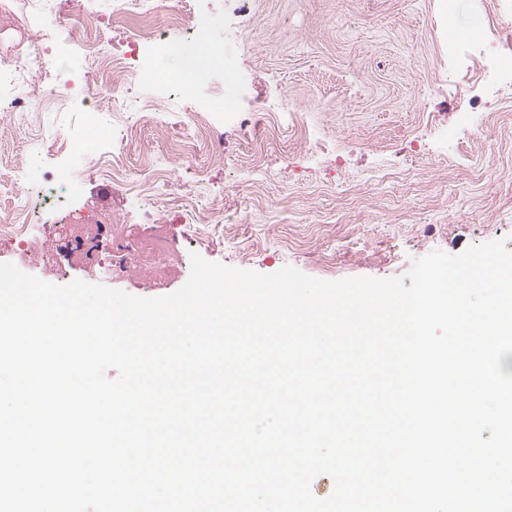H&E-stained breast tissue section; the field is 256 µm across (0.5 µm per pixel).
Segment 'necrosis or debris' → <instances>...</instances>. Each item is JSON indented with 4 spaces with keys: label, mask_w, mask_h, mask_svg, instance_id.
<instances>
[{
    "label": "necrosis or debris",
    "mask_w": 512,
    "mask_h": 512,
    "mask_svg": "<svg viewBox=\"0 0 512 512\" xmlns=\"http://www.w3.org/2000/svg\"><path fill=\"white\" fill-rule=\"evenodd\" d=\"M203 0H113V36L88 38L89 21L94 15L91 0H47L43 7L46 19H35L34 31L25 52L10 61L14 75L37 81L32 96L0 95V110L25 115L48 111L50 104L67 98L80 99L90 111L99 110L102 100H109L113 112L120 114L121 124L112 129V165L108 171L118 189L137 196L144 203L143 219L152 231L138 238L128 250L126 262L135 266L163 256L168 248L162 213L169 205L180 207L183 219L198 236L209 233L211 225L224 221V212L214 209L210 218H203L197 202L190 198L174 199L168 179L156 175L147 181L133 180L124 161L126 149L134 137L148 124L166 126L162 111L166 101L181 92L183 81L179 73L168 80H155L144 67V60L158 47L174 49L191 40L208 39L209 33L201 18ZM139 18L136 28H128L131 18ZM86 44L103 65L113 66L114 72L106 82H99L92 73H83L80 81L66 90L43 83L48 63L46 54L56 43ZM153 86L154 96L141 99L130 96L129 84ZM13 202L0 210V240L14 243L16 254L25 260L39 258L41 264L54 272L62 267L55 253L37 249L30 237V227L46 224L55 236L67 235L77 224H108L111 216L100 214L94 207L73 208L64 195L55 194L51 181L32 190L26 182L14 183Z\"/></svg>",
    "instance_id": "4bbe7bcc"
}]
</instances>
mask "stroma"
Returning a JSON list of instances; mask_svg holds the SVG:
<instances>
[{
    "mask_svg": "<svg viewBox=\"0 0 512 512\" xmlns=\"http://www.w3.org/2000/svg\"><path fill=\"white\" fill-rule=\"evenodd\" d=\"M204 23L219 53L198 91L201 119L224 137L223 167L204 169L205 137L188 158L149 132L130 150L134 178L162 171L224 208L209 243L169 210L173 259L195 252L262 274L290 265L339 280L402 275L435 250L501 241L512 251V90L487 99L482 67L490 47L512 40V0H455L450 12L444 0H210ZM458 32L469 36L466 73L448 63ZM248 93L269 109L245 156L220 112ZM111 126V113L71 101L23 126L0 112V209L17 169L37 181L55 167L73 206L134 213L131 196L89 167L111 157ZM72 141L88 153L68 151ZM96 236L98 251L65 253L63 276L6 245L0 262L56 285L82 280L140 297L186 283L172 274L148 285L145 269L112 276L106 258L127 244L125 229L105 224Z\"/></svg>",
    "mask_w": 512,
    "mask_h": 512,
    "instance_id": "stroma-1",
    "label": "stroma"
}]
</instances>
